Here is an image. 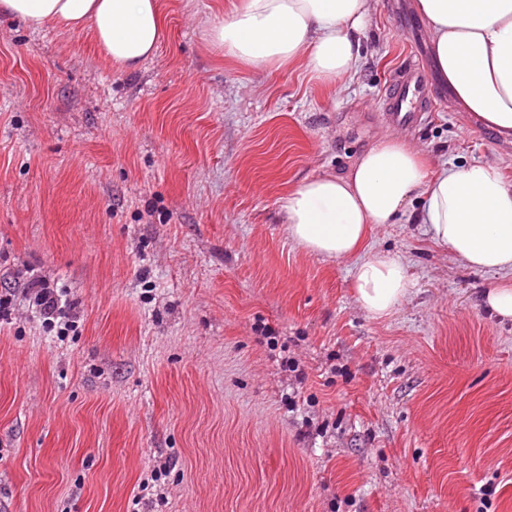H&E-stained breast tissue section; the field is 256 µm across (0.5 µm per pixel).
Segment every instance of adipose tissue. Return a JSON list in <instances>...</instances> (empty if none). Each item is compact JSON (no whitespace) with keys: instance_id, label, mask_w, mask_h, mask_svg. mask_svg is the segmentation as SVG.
<instances>
[{"instance_id":"ef3b65f1","label":"adipose tissue","mask_w":512,"mask_h":512,"mask_svg":"<svg viewBox=\"0 0 512 512\" xmlns=\"http://www.w3.org/2000/svg\"><path fill=\"white\" fill-rule=\"evenodd\" d=\"M371 0H244L213 26L217 46L254 69L303 63L316 79L353 78L358 35ZM437 70L457 99L500 135L512 136V0H418ZM41 29L90 27L120 69L136 70L157 49L158 0H0V16ZM430 239L475 271L512 274V182L488 162L426 165L391 136L343 176L317 175L283 197L289 237L306 251L350 264L359 306L392 315L409 295L406 264L367 245L374 226L398 223L413 201Z\"/></svg>"}]
</instances>
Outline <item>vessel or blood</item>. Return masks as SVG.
Returning <instances> with one entry per match:
<instances>
[{
    "label": "vessel or blood",
    "mask_w": 512,
    "mask_h": 512,
    "mask_svg": "<svg viewBox=\"0 0 512 512\" xmlns=\"http://www.w3.org/2000/svg\"><path fill=\"white\" fill-rule=\"evenodd\" d=\"M431 100L429 80L421 62L415 61L399 70L390 83L386 113L400 127H409L421 119L423 104Z\"/></svg>",
    "instance_id": "vessel-or-blood-1"
}]
</instances>
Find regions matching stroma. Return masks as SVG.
Returning a JSON list of instances; mask_svg holds the SVG:
<instances>
[{
    "label": "stroma",
    "mask_w": 512,
    "mask_h": 512,
    "mask_svg": "<svg viewBox=\"0 0 512 512\" xmlns=\"http://www.w3.org/2000/svg\"><path fill=\"white\" fill-rule=\"evenodd\" d=\"M159 2L132 73L90 28L0 18V512H512V322L481 300L499 275L379 225L413 290L376 320L281 210L387 136L510 181L512 144L449 97L389 124L395 72L431 52L393 0L333 84L215 46L241 0ZM30 269L65 289V333L21 295Z\"/></svg>",
    "instance_id": "stroma-1"
}]
</instances>
